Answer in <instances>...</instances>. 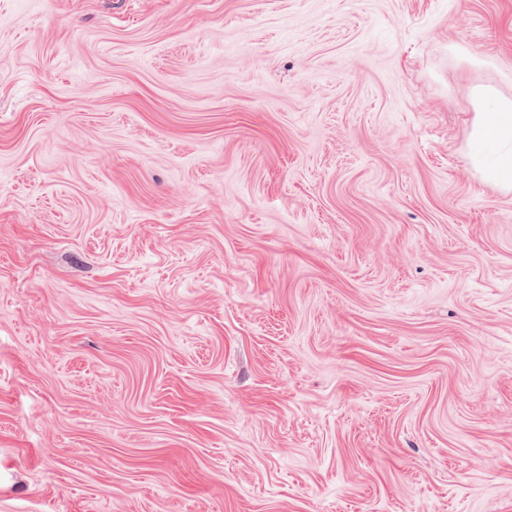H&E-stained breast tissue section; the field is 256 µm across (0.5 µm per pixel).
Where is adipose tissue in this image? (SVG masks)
<instances>
[{
  "label": "adipose tissue",
  "mask_w": 512,
  "mask_h": 512,
  "mask_svg": "<svg viewBox=\"0 0 512 512\" xmlns=\"http://www.w3.org/2000/svg\"><path fill=\"white\" fill-rule=\"evenodd\" d=\"M472 129L476 173L499 191L512 193V99L478 89Z\"/></svg>",
  "instance_id": "adipose-tissue-1"
}]
</instances>
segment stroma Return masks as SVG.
Segmentation results:
<instances>
[{"mask_svg":"<svg viewBox=\"0 0 512 512\" xmlns=\"http://www.w3.org/2000/svg\"><path fill=\"white\" fill-rule=\"evenodd\" d=\"M512 0H0V512H512ZM472 120L473 164L480 179L512 193V99L480 88ZM492 110V111H487Z\"/></svg>","mask_w":512,"mask_h":512,"instance_id":"35a3bbf8","label":"stroma"}]
</instances>
